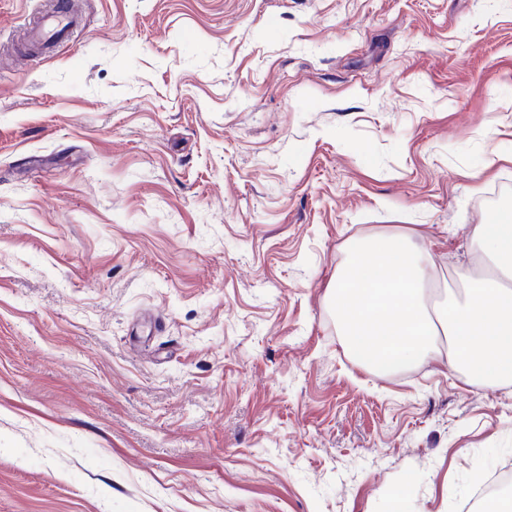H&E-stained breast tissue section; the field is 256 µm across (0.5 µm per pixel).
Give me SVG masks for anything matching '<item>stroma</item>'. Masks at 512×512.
Instances as JSON below:
<instances>
[{"label":"stroma","instance_id":"1","mask_svg":"<svg viewBox=\"0 0 512 512\" xmlns=\"http://www.w3.org/2000/svg\"><path fill=\"white\" fill-rule=\"evenodd\" d=\"M0 0V512H457L512 387L357 362L354 242L512 208V0ZM74 23L69 12L55 11L43 14L35 27L31 29L32 37L37 41H49Z\"/></svg>","mask_w":512,"mask_h":512}]
</instances>
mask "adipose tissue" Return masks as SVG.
<instances>
[{"label": "adipose tissue", "mask_w": 512, "mask_h": 512, "mask_svg": "<svg viewBox=\"0 0 512 512\" xmlns=\"http://www.w3.org/2000/svg\"><path fill=\"white\" fill-rule=\"evenodd\" d=\"M488 263L463 274L446 305L430 309L428 249L406 233L357 241L338 272L332 301L353 358L382 375L427 360L439 336L448 369L466 383L512 385V209L488 215L475 230Z\"/></svg>", "instance_id": "ef3b65f1"}]
</instances>
